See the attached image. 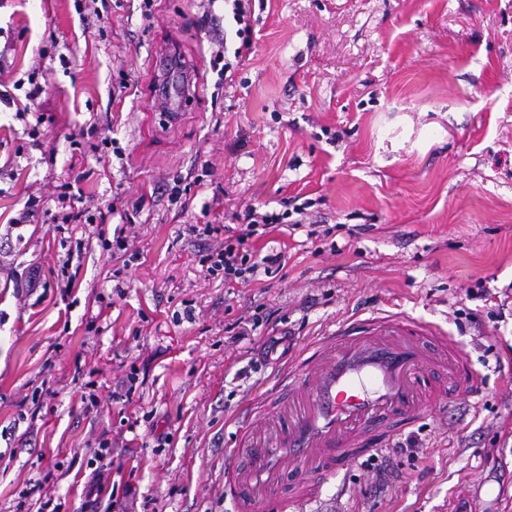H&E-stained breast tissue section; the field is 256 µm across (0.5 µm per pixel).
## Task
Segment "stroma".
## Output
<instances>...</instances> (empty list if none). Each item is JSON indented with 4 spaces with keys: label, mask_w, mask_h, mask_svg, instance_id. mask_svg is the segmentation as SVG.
<instances>
[{
    "label": "stroma",
    "mask_w": 512,
    "mask_h": 512,
    "mask_svg": "<svg viewBox=\"0 0 512 512\" xmlns=\"http://www.w3.org/2000/svg\"><path fill=\"white\" fill-rule=\"evenodd\" d=\"M97 7L0 0V76L46 80L25 120L24 90L0 105V512L39 479L56 512H83L103 440L115 490L98 512L115 496L129 512H233L224 450L286 363L259 359L271 330L295 357L388 311L447 333L476 389L296 512H512V0H251L252 52L225 83L210 65L222 0ZM170 52L196 87L173 125L153 95ZM75 179L80 239L54 203ZM294 196L329 233L253 237L285 274L228 288L203 271L235 213ZM118 229L138 258L103 248ZM254 312L265 324L229 340Z\"/></svg>",
    "instance_id": "35a3bbf8"
}]
</instances>
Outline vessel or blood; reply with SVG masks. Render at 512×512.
<instances>
[{
  "mask_svg": "<svg viewBox=\"0 0 512 512\" xmlns=\"http://www.w3.org/2000/svg\"><path fill=\"white\" fill-rule=\"evenodd\" d=\"M463 351L436 328L401 313L353 316L283 367L261 415L246 412L225 469L236 512H287L318 497L325 484L362 456L389 447L399 429L427 416L445 389L475 385L461 370ZM292 465L310 481L288 496L279 480Z\"/></svg>",
  "mask_w": 512,
  "mask_h": 512,
  "instance_id": "vessel-or-blood-1",
  "label": "vessel or blood"
}]
</instances>
